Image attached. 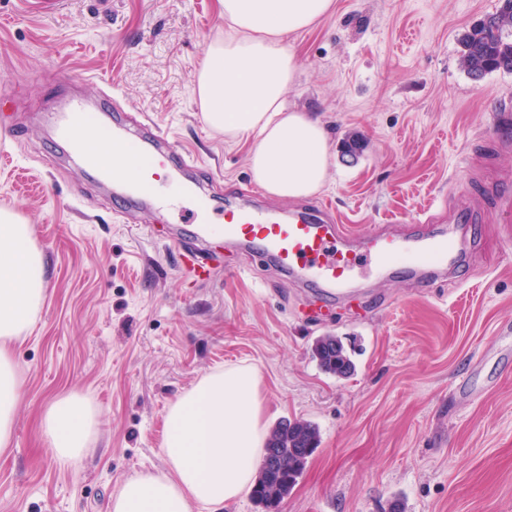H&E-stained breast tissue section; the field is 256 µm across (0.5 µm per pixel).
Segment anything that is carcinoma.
I'll return each instance as SVG.
<instances>
[{"mask_svg": "<svg viewBox=\"0 0 512 512\" xmlns=\"http://www.w3.org/2000/svg\"><path fill=\"white\" fill-rule=\"evenodd\" d=\"M461 63L475 81L494 71L512 72V5L502 4L463 35ZM311 352L326 373L348 378L355 371L351 354L334 336L319 337ZM319 440L318 426L306 419L283 420L270 430L251 492L264 512H279Z\"/></svg>", "mask_w": 512, "mask_h": 512, "instance_id": "obj_1", "label": "carcinoma"}]
</instances>
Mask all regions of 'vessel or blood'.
<instances>
[{"label":"vessel or blood","instance_id":"obj_1","mask_svg":"<svg viewBox=\"0 0 512 512\" xmlns=\"http://www.w3.org/2000/svg\"><path fill=\"white\" fill-rule=\"evenodd\" d=\"M90 131L139 162L140 174L133 181L104 172L105 181L116 182L121 197L184 213L197 238L220 236L228 246L269 257L289 278L317 288L322 302L349 296L356 278L375 277L398 266L418 272L426 283L460 271L459 252L449 234L423 231L398 237L379 231L359 241L345 226L329 223L317 211L285 218L274 210L249 205L216 210L193 181L165 183L166 170L193 164L165 134H149L148 147H141L121 124H99L82 102L71 104L56 128L58 137L94 168L98 161L86 145Z\"/></svg>","mask_w":512,"mask_h":512}]
</instances>
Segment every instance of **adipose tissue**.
<instances>
[{
	"mask_svg": "<svg viewBox=\"0 0 512 512\" xmlns=\"http://www.w3.org/2000/svg\"><path fill=\"white\" fill-rule=\"evenodd\" d=\"M223 36L208 45L197 71L204 122L225 138L253 136V179L267 195L298 199L318 193L332 165L325 129L311 114L289 108L286 94L299 64L289 35L326 18L334 0H219ZM46 267L28 225L0 211V452L9 447L23 396L12 347L39 312ZM260 372L236 365L200 377L170 404L162 452L166 467L129 477L112 512H220L253 482L267 433L259 396ZM43 431L58 464L81 455L97 427L83 397L56 400Z\"/></svg>",
	"mask_w": 512,
	"mask_h": 512,
	"instance_id": "adipose-tissue-1",
	"label": "adipose tissue"
}]
</instances>
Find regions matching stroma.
I'll return each instance as SVG.
<instances>
[{"label": "stroma", "mask_w": 512, "mask_h": 512, "mask_svg": "<svg viewBox=\"0 0 512 512\" xmlns=\"http://www.w3.org/2000/svg\"><path fill=\"white\" fill-rule=\"evenodd\" d=\"M502 0H334L290 35L299 61L289 106L324 125L335 157L324 188L296 200L254 183V139L202 118L196 70L224 32L218 0H0V209L29 224L46 266L45 300L13 348L23 382L0 454V512H111L140 471L164 469L169 405L203 374L254 365L263 421L314 422L320 443L281 512H512V73L472 80L461 35ZM110 93L135 130L169 134L214 205L322 204L358 237L411 235L423 213L447 223L461 202L466 275L422 287L405 268L360 281L358 297L318 309L314 289L261 257L237 276L196 282L178 214L117 201L51 135L67 104ZM358 138L353 163L341 146ZM356 349L347 379L311 357L315 339ZM77 393L100 425L59 466L40 419Z\"/></svg>", "instance_id": "stroma-1"}]
</instances>
